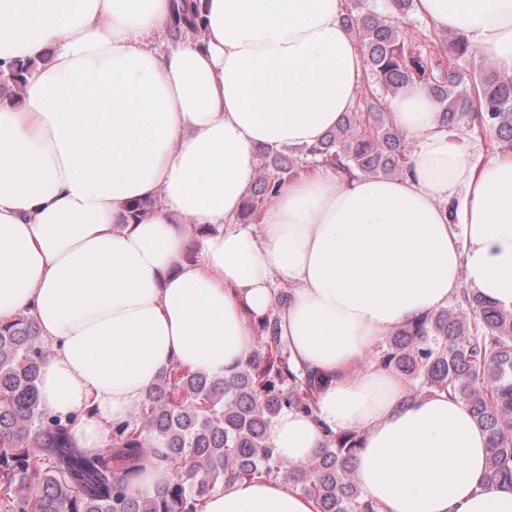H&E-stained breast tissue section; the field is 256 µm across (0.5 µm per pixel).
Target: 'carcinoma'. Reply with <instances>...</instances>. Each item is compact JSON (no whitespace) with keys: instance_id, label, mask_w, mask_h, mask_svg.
Returning <instances> with one entry per match:
<instances>
[{"instance_id":"obj_1","label":"carcinoma","mask_w":512,"mask_h":512,"mask_svg":"<svg viewBox=\"0 0 512 512\" xmlns=\"http://www.w3.org/2000/svg\"><path fill=\"white\" fill-rule=\"evenodd\" d=\"M344 21L364 54L365 77L391 94L418 83L441 105V127L473 115L472 129L512 144V80L476 78L460 62L472 59L465 36L421 49L396 24L413 0H390L387 21L368 0H344ZM196 28L175 11L168 33ZM27 68L0 74V99L22 96ZM312 165L341 177L404 174L409 156L399 129L376 96L346 113L320 144L303 152ZM284 184L254 185L243 209L249 220ZM47 348L33 318L0 326V496L14 512H196L216 486L237 480L287 477L318 502L320 512H377L354 480L360 438L332 433L319 456L291 468L267 443V429L285 409L312 412L315 379L290 362L287 345L266 320L256 347L234 372L209 376L173 367L162 373L132 417L112 424L98 454L74 448L69 423L41 406L37 379ZM374 364L421 381L425 392L446 389L461 398L487 435L484 482L512 487V310L475 292L461 304L404 325L377 350ZM156 458L191 475L152 496L133 489L141 463Z\"/></svg>"}]
</instances>
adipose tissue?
<instances>
[{"label":"adipose tissue","mask_w":512,"mask_h":512,"mask_svg":"<svg viewBox=\"0 0 512 512\" xmlns=\"http://www.w3.org/2000/svg\"><path fill=\"white\" fill-rule=\"evenodd\" d=\"M199 31L158 50L174 0H0V322L36 321L50 413L103 452L161 372L232 371L271 317L321 385L268 443L291 465L356 431L354 479L379 512H512L484 483L486 435L444 390L410 396L370 366L382 336L448 304L460 282L512 310V155H474L410 84L389 97L415 142L409 172L346 180L311 168L240 222L252 149H307L351 110L363 54L342 0H188ZM437 29L512 72V0H415ZM156 196L164 206L131 212ZM196 257L186 260L187 229ZM292 285L283 308L275 282ZM197 512H318L287 478L235 481ZM27 68L15 66L8 73L0 74V99L15 101L22 96Z\"/></svg>","instance_id":"adipose-tissue-1"}]
</instances>
